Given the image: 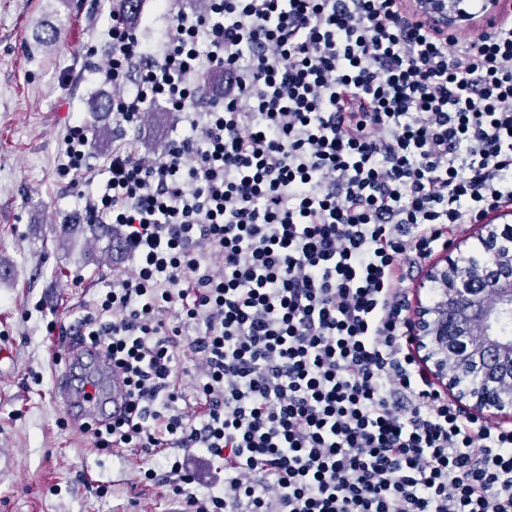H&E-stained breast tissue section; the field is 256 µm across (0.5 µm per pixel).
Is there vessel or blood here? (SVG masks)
I'll list each match as a JSON object with an SVG mask.
<instances>
[{
	"instance_id": "b4317fda",
	"label": "vessel or blood",
	"mask_w": 512,
	"mask_h": 512,
	"mask_svg": "<svg viewBox=\"0 0 512 512\" xmlns=\"http://www.w3.org/2000/svg\"><path fill=\"white\" fill-rule=\"evenodd\" d=\"M62 357L64 371L56 381V393L66 406L79 409L95 422L104 420L108 414L123 411L126 395L120 380H113L111 390L107 391L99 381L77 376V370L85 360H96L95 351L81 354L68 348Z\"/></svg>"
}]
</instances>
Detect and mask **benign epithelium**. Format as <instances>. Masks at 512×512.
I'll use <instances>...</instances> for the list:
<instances>
[{
	"label": "benign epithelium",
	"mask_w": 512,
	"mask_h": 512,
	"mask_svg": "<svg viewBox=\"0 0 512 512\" xmlns=\"http://www.w3.org/2000/svg\"><path fill=\"white\" fill-rule=\"evenodd\" d=\"M452 26L463 18L456 0H434ZM483 255L457 244L424 269L410 342L426 376L471 414L512 421V336L501 332L512 314V226L478 225Z\"/></svg>",
	"instance_id": "7a95c632"
}]
</instances>
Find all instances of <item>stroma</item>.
<instances>
[{"label":"stroma","instance_id":"1","mask_svg":"<svg viewBox=\"0 0 512 512\" xmlns=\"http://www.w3.org/2000/svg\"><path fill=\"white\" fill-rule=\"evenodd\" d=\"M109 0H0V512H170L166 467L144 477L135 448H96L54 393L63 345L50 324L73 326L102 299L113 275L132 273L86 227L88 201L117 145L160 157L188 132L164 104L140 132L101 110L113 89L96 73L112 53ZM55 29L58 41L42 38ZM98 53L89 56L87 45ZM109 130L84 159L86 184L60 174L70 125Z\"/></svg>","mask_w":512,"mask_h":512}]
</instances>
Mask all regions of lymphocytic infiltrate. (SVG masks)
Returning a JSON list of instances; mask_svg holds the SVG:
<instances>
[{
    "label": "lymphocytic infiltrate",
    "instance_id": "1",
    "mask_svg": "<svg viewBox=\"0 0 512 512\" xmlns=\"http://www.w3.org/2000/svg\"><path fill=\"white\" fill-rule=\"evenodd\" d=\"M203 2L162 0L155 60L109 31L116 123L140 130L161 100L191 133L151 163L116 146L92 202L135 272L80 321L128 398L88 432L222 458L205 493L171 463L186 512H512V428L429 381L402 288L403 257L512 208V0L476 39L425 0ZM215 71L223 107L191 114Z\"/></svg>",
    "mask_w": 512,
    "mask_h": 512
}]
</instances>
